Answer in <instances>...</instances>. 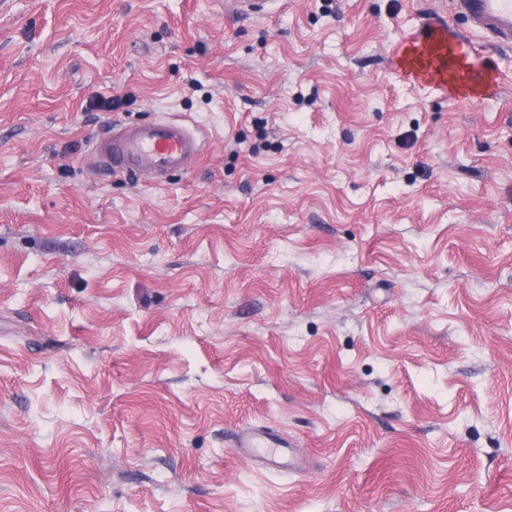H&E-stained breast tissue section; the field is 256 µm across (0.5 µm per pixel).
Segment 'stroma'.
Here are the masks:
<instances>
[{"mask_svg": "<svg viewBox=\"0 0 512 512\" xmlns=\"http://www.w3.org/2000/svg\"><path fill=\"white\" fill-rule=\"evenodd\" d=\"M450 0H10L0 512H512V50ZM164 117L163 183L90 160ZM266 426L294 466L233 446ZM448 44H455L461 47H465L467 41L461 33H451L448 37L447 26L441 22H435L432 25L431 42L429 45V51L427 52V61L433 65L437 62L440 66L441 60L444 59Z\"/></svg>", "mask_w": 512, "mask_h": 512, "instance_id": "1", "label": "stroma"}]
</instances>
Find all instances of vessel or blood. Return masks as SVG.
I'll return each instance as SVG.
<instances>
[{"mask_svg": "<svg viewBox=\"0 0 512 512\" xmlns=\"http://www.w3.org/2000/svg\"><path fill=\"white\" fill-rule=\"evenodd\" d=\"M456 14L482 31L492 44L512 48V0H452ZM465 45L462 34L449 33L446 25L432 26L428 62L443 60L448 44ZM202 142L195 130L178 120H157L123 126L97 144L98 161L116 173L155 177L189 168L201 154ZM250 457L271 467L280 466L290 454V444L269 428H252L236 441Z\"/></svg>", "mask_w": 512, "mask_h": 512, "instance_id": "obj_1", "label": "vessel or blood"}]
</instances>
